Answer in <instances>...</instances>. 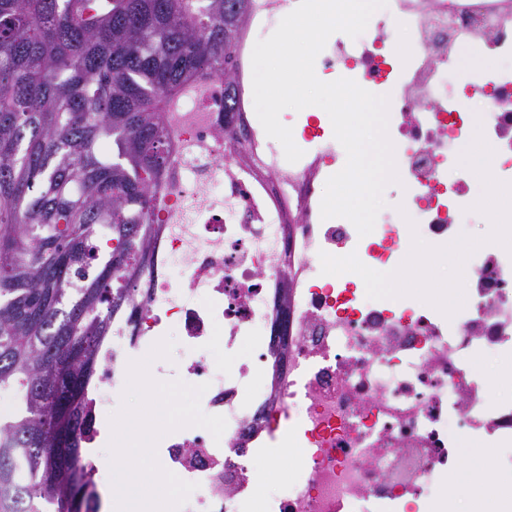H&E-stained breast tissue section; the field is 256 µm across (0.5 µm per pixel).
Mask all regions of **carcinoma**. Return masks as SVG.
<instances>
[{
    "label": "carcinoma",
    "instance_id": "cac0c4a2",
    "mask_svg": "<svg viewBox=\"0 0 512 512\" xmlns=\"http://www.w3.org/2000/svg\"><path fill=\"white\" fill-rule=\"evenodd\" d=\"M253 2L0 0V512H93L85 390L125 269L152 264L165 114L236 69Z\"/></svg>",
    "mask_w": 512,
    "mask_h": 512
}]
</instances>
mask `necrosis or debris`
<instances>
[{"instance_id": "1", "label": "necrosis or debris", "mask_w": 512, "mask_h": 512, "mask_svg": "<svg viewBox=\"0 0 512 512\" xmlns=\"http://www.w3.org/2000/svg\"><path fill=\"white\" fill-rule=\"evenodd\" d=\"M255 4L234 48L236 131L225 130L220 78L168 115L174 188L151 226L153 270L137 278L133 309L112 317L87 406L116 412L129 361L175 330L187 356L175 369L154 360L153 375L173 369L207 384L202 411L227 420L217 440L201 427L159 440L160 463L195 485L180 512H458L441 490L461 462V431L494 447L483 479L499 494L512 486V396L492 395L476 362L512 363V251L483 238L448 310L411 291L376 301L362 274L400 266L415 239L430 258L447 255L461 212L512 220L470 197L472 172L456 153L480 112L497 179L512 185V0H387L358 37L328 39L326 81L390 98L403 204L415 217L412 230L390 219L364 236L321 216L333 133L306 124L291 163L253 124L252 30L298 0ZM466 52L498 66L463 72ZM274 479L279 492H266Z\"/></svg>"}]
</instances>
